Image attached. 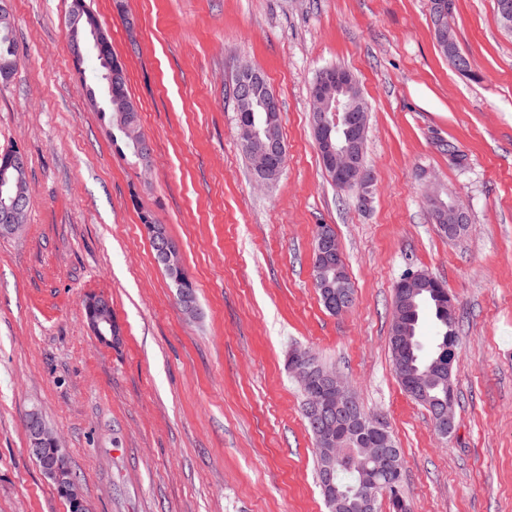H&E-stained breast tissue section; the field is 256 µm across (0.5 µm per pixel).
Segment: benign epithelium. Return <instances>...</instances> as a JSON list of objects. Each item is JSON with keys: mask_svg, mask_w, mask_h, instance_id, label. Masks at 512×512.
Returning a JSON list of instances; mask_svg holds the SVG:
<instances>
[{"mask_svg": "<svg viewBox=\"0 0 512 512\" xmlns=\"http://www.w3.org/2000/svg\"><path fill=\"white\" fill-rule=\"evenodd\" d=\"M86 15L87 11L82 2L75 0L69 11V27L79 30ZM453 15L454 7L448 0H433L430 21L438 40L448 41ZM89 41L102 47L108 42V33L100 25L89 23L84 36L73 43L71 54L75 66L82 63L84 48ZM257 77L258 69L250 64H242L237 68V78L233 86L236 107L255 103V99L250 96V86ZM354 80L355 77L350 72L338 70L330 74L323 83L315 85L311 91L312 120L316 128V143L321 160L336 172V177L343 185L356 191L358 203L365 206L370 202L374 175L362 160L368 111L358 103ZM283 156L279 139H270L265 152L252 159L259 178L268 180L277 176L282 170L280 161ZM25 167L26 158L20 150L0 154V235H12L20 227L26 191L17 175ZM426 197L433 206L435 223L448 235H453L467 223L468 214L454 204H444L438 190H429ZM143 230L155 245L157 265L167 270L175 266L185 268V264L178 261L181 255L179 244L162 232V225L147 224L143 226ZM341 258L343 255L338 240L325 231L320 232L312 258L313 281L315 287L321 290L331 313L336 315L349 311L345 285L335 281ZM401 287L418 292L424 288H437L439 284L433 276L416 271L405 277ZM176 290L182 311L189 317L194 316L197 305L191 293L192 286L180 281ZM85 306L87 327L92 335L108 347L118 345L120 327L109 312L107 298L91 294L87 296ZM293 359V375L299 384L307 386L312 379L317 378L323 385L326 398L336 402V413L343 414L348 410L355 412L351 424L342 430L334 429L327 421L320 424L318 444L325 462L323 473L326 481L332 482L336 449L353 443L360 446L362 466L371 477L365 479L361 485L359 510L375 512L378 496L386 494V490L402 479L391 441L382 442L361 437L363 428L380 427L379 420L357 412L355 396L341 374L323 370L317 366L313 355L305 350L295 353ZM433 425L444 438L455 427V392L451 385L448 386V405L437 410ZM26 430L29 456L39 461L40 469L46 477L64 488L67 487L66 476L70 466L67 449L61 437L46 424L41 413L35 409L27 416Z\"/></svg>", "mask_w": 512, "mask_h": 512, "instance_id": "obj_1", "label": "benign epithelium"}]
</instances>
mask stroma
Returning <instances> with one entry per match:
<instances>
[{
  "label": "stroma",
  "mask_w": 512,
  "mask_h": 512,
  "mask_svg": "<svg viewBox=\"0 0 512 512\" xmlns=\"http://www.w3.org/2000/svg\"><path fill=\"white\" fill-rule=\"evenodd\" d=\"M92 0L152 145L121 152L74 68L70 0H11L21 60L0 84V153L27 161L22 231L0 236V512H68L28 455L40 410L92 512H327L288 373L310 350L381 416L401 450L409 512H512V31L495 0H455L472 76L440 52L429 0ZM259 67L281 106L287 160L257 185L232 79ZM351 71L369 106L373 199L360 207L320 161L310 88ZM470 217L433 223L428 186ZM179 242L199 313L183 314L141 226ZM340 243L355 304L326 312L313 285L317 225ZM453 296L456 427L440 438L401 388L389 349L406 269ZM112 302L119 347L99 344L87 295Z\"/></svg>",
  "instance_id": "stroma-1"
}]
</instances>
